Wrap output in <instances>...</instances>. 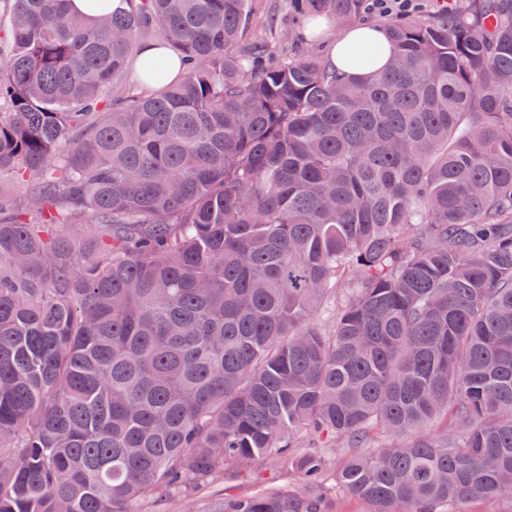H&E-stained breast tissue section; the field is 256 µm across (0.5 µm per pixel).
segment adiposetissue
<instances>
[{
	"label": "adipose tissue",
	"instance_id": "1",
	"mask_svg": "<svg viewBox=\"0 0 512 512\" xmlns=\"http://www.w3.org/2000/svg\"><path fill=\"white\" fill-rule=\"evenodd\" d=\"M319 34L326 47L329 68L353 80L364 81L384 71L395 54L387 30L379 25L354 24L338 32L334 29L333 20L327 19L322 22ZM369 47L379 51L373 66L362 67L353 63V50Z\"/></svg>",
	"mask_w": 512,
	"mask_h": 512
}]
</instances>
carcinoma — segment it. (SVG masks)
<instances>
[{
    "label": "carcinoma",
    "instance_id": "1",
    "mask_svg": "<svg viewBox=\"0 0 512 512\" xmlns=\"http://www.w3.org/2000/svg\"><path fill=\"white\" fill-rule=\"evenodd\" d=\"M70 2L0 0V512L259 460L298 483L210 512H512V0L391 24L366 83L242 60L252 0ZM148 34L180 78L116 87Z\"/></svg>",
    "mask_w": 512,
    "mask_h": 512
}]
</instances>
